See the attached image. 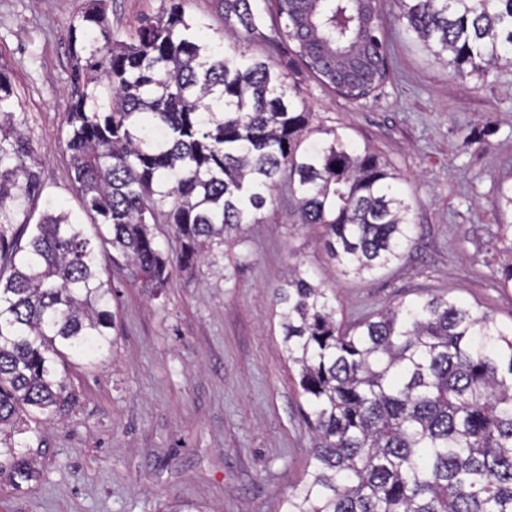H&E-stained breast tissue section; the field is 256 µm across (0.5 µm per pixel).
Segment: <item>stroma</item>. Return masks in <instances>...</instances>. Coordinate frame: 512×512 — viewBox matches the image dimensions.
I'll return each instance as SVG.
<instances>
[{"instance_id": "stroma-1", "label": "stroma", "mask_w": 512, "mask_h": 512, "mask_svg": "<svg viewBox=\"0 0 512 512\" xmlns=\"http://www.w3.org/2000/svg\"><path fill=\"white\" fill-rule=\"evenodd\" d=\"M386 20L385 80L350 100L299 68L293 80L317 126L376 152L401 176L416 226L406 258L370 278L337 273L316 229L292 223L286 189L270 220L174 271L160 298L134 283L123 258H103L112 285L111 347L69 366L73 409L26 433L37 480L0 479V512H285L316 445L283 348L272 301L289 267L328 288L343 320L399 301L454 297L512 325V288L491 201L512 183V68L488 81L434 62L395 0ZM88 0H0V68L21 102L46 190L89 224L66 145L71 57L63 33ZM161 0H108L116 38ZM481 150L462 146L463 135Z\"/></svg>"}]
</instances>
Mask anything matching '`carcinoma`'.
Returning <instances> with one entry per match:
<instances>
[{
    "label": "carcinoma",
    "instance_id": "cac0c4a2",
    "mask_svg": "<svg viewBox=\"0 0 512 512\" xmlns=\"http://www.w3.org/2000/svg\"><path fill=\"white\" fill-rule=\"evenodd\" d=\"M107 0L70 22L67 146L92 231L48 195L0 68V477H39L15 435L75 405L59 368L112 345L111 284L100 255L122 254L161 296L172 260L154 224H171L191 268L224 238L268 219L288 189L292 219L321 230L340 275L401 261L412 242L399 177L330 128L285 74L242 41L298 46L316 77L351 99L384 76L374 0H216L224 30L180 0L112 34ZM398 19L435 61L485 78L512 52V0H397ZM492 207L512 212V185ZM288 361L316 432L306 479L286 512H512V327L440 296L337 323L331 299L293 269L273 293Z\"/></svg>",
    "mask_w": 512,
    "mask_h": 512
}]
</instances>
